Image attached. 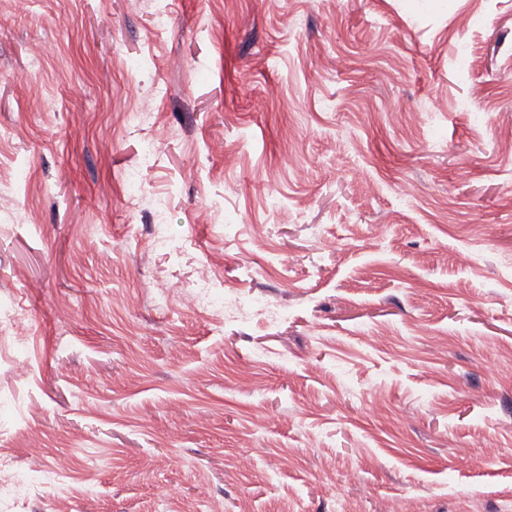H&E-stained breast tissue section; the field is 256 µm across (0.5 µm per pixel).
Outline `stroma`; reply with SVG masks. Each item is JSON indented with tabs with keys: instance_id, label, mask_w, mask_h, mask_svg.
I'll return each instance as SVG.
<instances>
[{
	"instance_id": "35a3bbf8",
	"label": "stroma",
	"mask_w": 512,
	"mask_h": 512,
	"mask_svg": "<svg viewBox=\"0 0 512 512\" xmlns=\"http://www.w3.org/2000/svg\"><path fill=\"white\" fill-rule=\"evenodd\" d=\"M0 131V512H512V0H0ZM193 288H198L193 298L194 306H213L220 297V292L215 289L217 284L207 276L200 278Z\"/></svg>"
}]
</instances>
